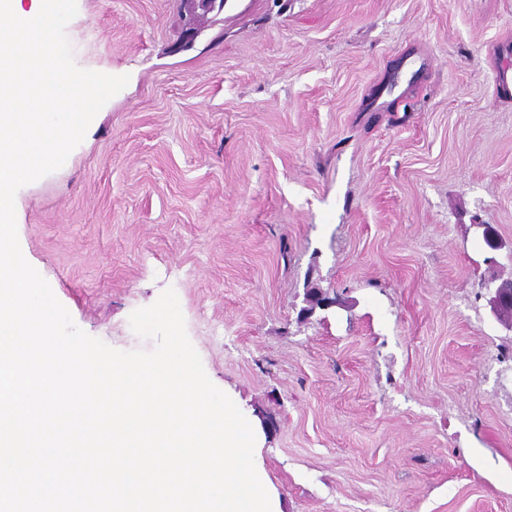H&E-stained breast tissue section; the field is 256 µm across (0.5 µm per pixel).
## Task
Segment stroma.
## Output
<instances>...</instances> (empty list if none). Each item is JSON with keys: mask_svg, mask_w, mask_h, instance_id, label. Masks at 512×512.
I'll return each instance as SVG.
<instances>
[{"mask_svg": "<svg viewBox=\"0 0 512 512\" xmlns=\"http://www.w3.org/2000/svg\"><path fill=\"white\" fill-rule=\"evenodd\" d=\"M77 7L76 64L130 80L16 193L75 324L152 350L174 289L277 512H512V0Z\"/></svg>", "mask_w": 512, "mask_h": 512, "instance_id": "obj_1", "label": "stroma"}]
</instances>
